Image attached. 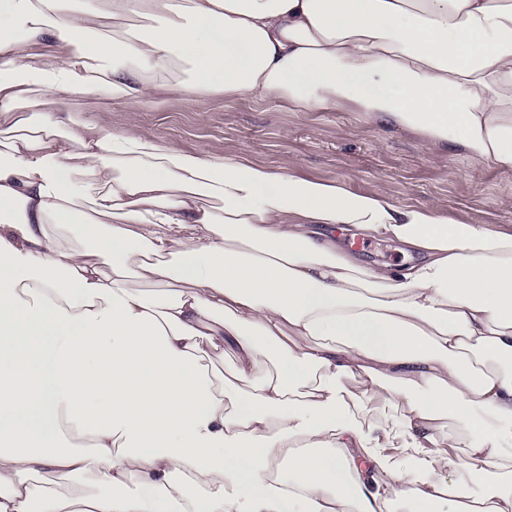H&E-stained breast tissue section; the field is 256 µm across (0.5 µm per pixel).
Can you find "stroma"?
<instances>
[{"instance_id": "obj_1", "label": "stroma", "mask_w": 512, "mask_h": 512, "mask_svg": "<svg viewBox=\"0 0 512 512\" xmlns=\"http://www.w3.org/2000/svg\"><path fill=\"white\" fill-rule=\"evenodd\" d=\"M79 104L82 118L106 132L134 130L216 158L339 180L400 203L439 207L466 223L512 224V171L455 151L433 152L418 136L350 112H299L272 98L197 92L133 109L99 90Z\"/></svg>"}]
</instances>
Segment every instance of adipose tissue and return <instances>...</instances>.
<instances>
[{"mask_svg":"<svg viewBox=\"0 0 512 512\" xmlns=\"http://www.w3.org/2000/svg\"><path fill=\"white\" fill-rule=\"evenodd\" d=\"M99 88L512 170V0H0V512H512V225L43 108ZM332 236L341 241V243L345 246L350 239L360 238L363 241H357L355 244L359 247H364L362 250H357L355 252L362 261L368 264L375 263H392L398 265L404 260V257L401 253H399L395 246L389 243L380 242L362 235H357L355 237H351L350 233H344L342 231L336 230L331 232Z\"/></svg>","mask_w":512,"mask_h":512,"instance_id":"1","label":"adipose tissue"}]
</instances>
